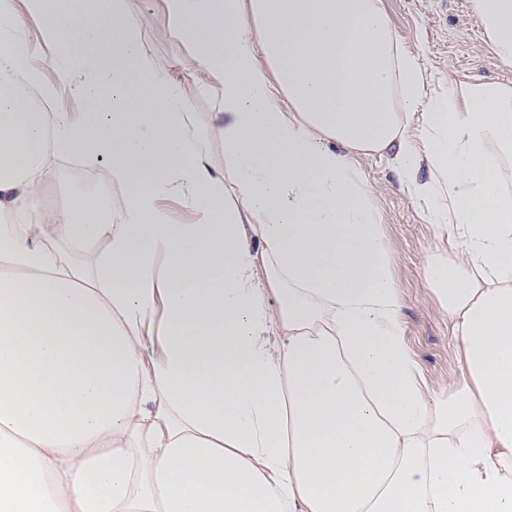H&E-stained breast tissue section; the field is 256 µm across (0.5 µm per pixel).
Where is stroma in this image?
<instances>
[{
	"mask_svg": "<svg viewBox=\"0 0 512 512\" xmlns=\"http://www.w3.org/2000/svg\"><path fill=\"white\" fill-rule=\"evenodd\" d=\"M126 5L143 18L144 42L158 68L189 86L195 126L205 132L216 102L205 72L166 30L162 0H126ZM382 5L396 36L442 80L512 82V65L501 64L494 55L470 12L469 0H382ZM354 163L378 195L393 279L402 296L405 345L423 383L434 391L447 390L459 376L458 344L426 282L424 265L427 257L444 254L449 244L437 240L422 219L420 204L405 193L384 159L359 152Z\"/></svg>",
	"mask_w": 512,
	"mask_h": 512,
	"instance_id": "35a3bbf8",
	"label": "stroma"
}]
</instances>
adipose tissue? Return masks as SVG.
<instances>
[{
  "instance_id": "adipose-tissue-1",
  "label": "adipose tissue",
  "mask_w": 512,
  "mask_h": 512,
  "mask_svg": "<svg viewBox=\"0 0 512 512\" xmlns=\"http://www.w3.org/2000/svg\"><path fill=\"white\" fill-rule=\"evenodd\" d=\"M163 3L223 169L125 0H0V512H512V83L432 90L381 0ZM471 12L511 64L512 0ZM354 151L457 241L425 262L447 394ZM64 156L106 164L107 207L44 209Z\"/></svg>"
}]
</instances>
